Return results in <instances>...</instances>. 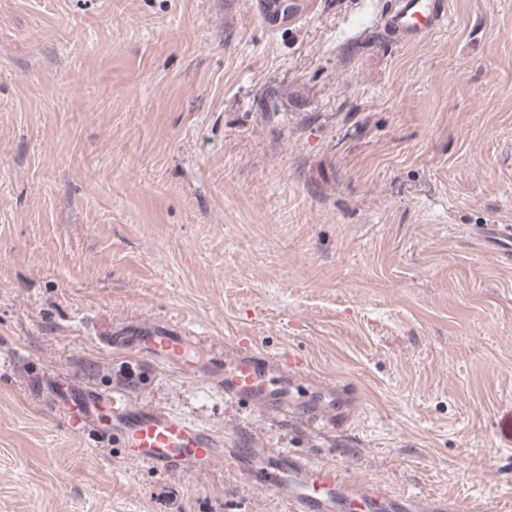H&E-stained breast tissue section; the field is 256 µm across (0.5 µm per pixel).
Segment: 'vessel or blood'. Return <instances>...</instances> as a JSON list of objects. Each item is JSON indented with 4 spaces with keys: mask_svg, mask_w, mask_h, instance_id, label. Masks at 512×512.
Here are the masks:
<instances>
[{
    "mask_svg": "<svg viewBox=\"0 0 512 512\" xmlns=\"http://www.w3.org/2000/svg\"><path fill=\"white\" fill-rule=\"evenodd\" d=\"M387 23L408 40L425 39L451 23L447 0H401ZM149 352L176 361L181 340L147 334ZM295 370L273 355L247 348L236 349L224 361V397L244 402L276 416L296 414L312 424L343 429L359 405L355 387L337 384L330 397L300 399L293 392ZM108 408L123 433L128 459L146 461L164 472L203 470L224 459L225 450L206 428L163 408L129 411L116 397L90 398L81 426H90L100 408ZM235 458L243 475L256 487L285 500L289 512H450L442 499L423 503L411 496H396L375 484L357 486L332 464H317L290 451L250 447L239 440Z\"/></svg>",
    "mask_w": 512,
    "mask_h": 512,
    "instance_id": "obj_1",
    "label": "vessel or blood"
}]
</instances>
